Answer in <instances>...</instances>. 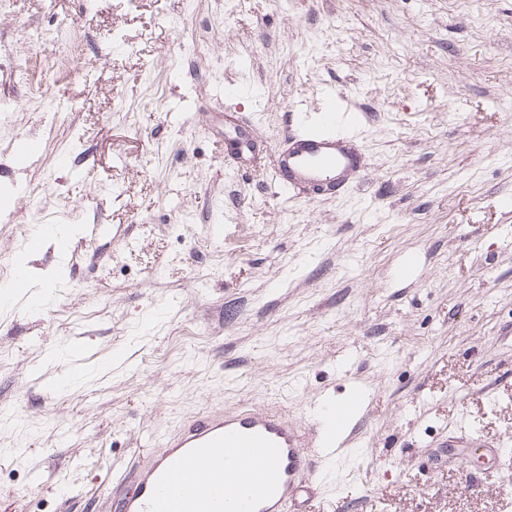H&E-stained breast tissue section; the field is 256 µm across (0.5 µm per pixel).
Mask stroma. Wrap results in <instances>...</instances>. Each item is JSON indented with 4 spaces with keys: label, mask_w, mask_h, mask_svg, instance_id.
Wrapping results in <instances>:
<instances>
[{
    "label": "stroma",
    "mask_w": 512,
    "mask_h": 512,
    "mask_svg": "<svg viewBox=\"0 0 512 512\" xmlns=\"http://www.w3.org/2000/svg\"><path fill=\"white\" fill-rule=\"evenodd\" d=\"M4 54L0 512L92 503L214 408L309 422L353 376L370 411L317 512H512V454L441 451L462 416L512 439V0H0ZM336 91L366 169L290 198L269 157ZM47 224L68 255L29 251ZM233 112L225 113L224 123L227 127V136L224 137V151L245 155L248 149V136L244 125L237 122Z\"/></svg>",
    "instance_id": "stroma-1"
}]
</instances>
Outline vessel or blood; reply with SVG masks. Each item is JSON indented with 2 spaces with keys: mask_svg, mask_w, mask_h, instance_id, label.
<instances>
[{
  "mask_svg": "<svg viewBox=\"0 0 512 512\" xmlns=\"http://www.w3.org/2000/svg\"><path fill=\"white\" fill-rule=\"evenodd\" d=\"M359 116L349 104L327 96L320 111L303 113L299 126L286 131L271 168L284 191L320 183L341 190L364 170L363 154L351 132ZM224 149L248 148L244 125L224 115ZM354 393L339 405L313 406L317 423L289 421L275 409L215 410L184 421L127 461L102 495V512H314L327 468L342 454L332 431L342 428ZM484 462L499 467L506 440H487L466 423L456 429Z\"/></svg>",
  "mask_w": 512,
  "mask_h": 512,
  "instance_id": "1",
  "label": "vessel or blood"
}]
</instances>
